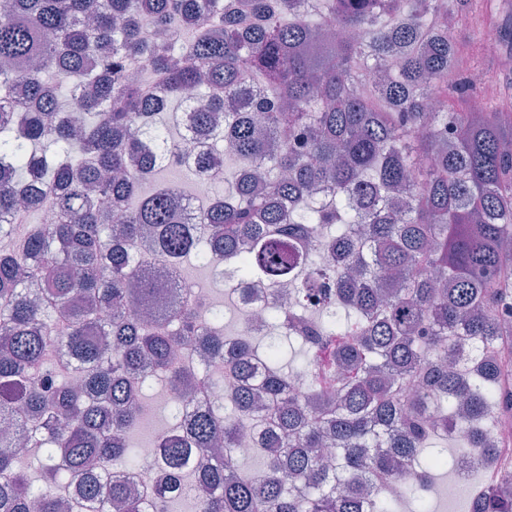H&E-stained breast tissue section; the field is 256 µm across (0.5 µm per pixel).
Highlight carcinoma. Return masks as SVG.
<instances>
[{
	"label": "carcinoma",
	"mask_w": 512,
	"mask_h": 512,
	"mask_svg": "<svg viewBox=\"0 0 512 512\" xmlns=\"http://www.w3.org/2000/svg\"><path fill=\"white\" fill-rule=\"evenodd\" d=\"M496 0H0V512H431L417 483L497 461L512 415V104L459 73L455 29ZM179 129L170 132L168 125ZM243 162L203 207L138 187L177 161ZM52 222L15 243L21 205ZM322 238L309 237L311 225ZM175 267L235 255L243 292L288 285L254 335L197 331ZM306 348L284 370L285 347ZM199 346L244 381L176 370ZM166 372L175 430L140 468L144 389ZM307 378L305 407L290 379ZM265 469L245 476L246 427ZM415 483L400 482L405 466ZM191 477L198 494L183 493ZM472 481L469 512H512ZM399 483L392 495L379 486Z\"/></svg>",
	"instance_id": "obj_1"
}]
</instances>
